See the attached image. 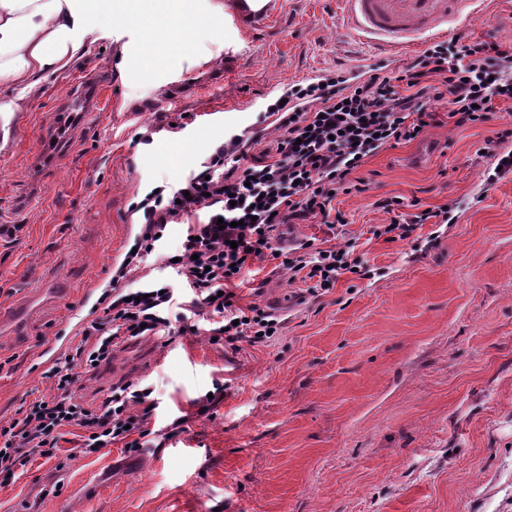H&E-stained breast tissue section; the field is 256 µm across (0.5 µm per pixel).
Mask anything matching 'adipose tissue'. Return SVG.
<instances>
[{
	"instance_id": "1",
	"label": "adipose tissue",
	"mask_w": 512,
	"mask_h": 512,
	"mask_svg": "<svg viewBox=\"0 0 512 512\" xmlns=\"http://www.w3.org/2000/svg\"><path fill=\"white\" fill-rule=\"evenodd\" d=\"M84 0H0V116L21 111L43 74L66 69L85 51Z\"/></svg>"
}]
</instances>
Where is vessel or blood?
<instances>
[{"label": "vessel or blood", "instance_id": "1", "mask_svg": "<svg viewBox=\"0 0 512 512\" xmlns=\"http://www.w3.org/2000/svg\"><path fill=\"white\" fill-rule=\"evenodd\" d=\"M347 16L361 39L383 50L411 45L417 36L443 33L449 19L459 18L478 0H344ZM281 0H223V15L244 35L270 25L279 15ZM104 85L84 80L70 99L57 108L55 136L65 135L75 111L100 107Z\"/></svg>", "mask_w": 512, "mask_h": 512}]
</instances>
